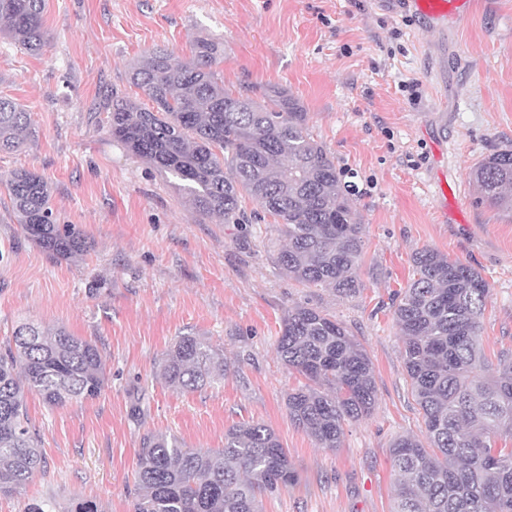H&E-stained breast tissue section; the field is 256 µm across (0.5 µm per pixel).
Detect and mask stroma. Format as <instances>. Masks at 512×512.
Returning <instances> with one entry per match:
<instances>
[{
    "label": "stroma",
    "instance_id": "stroma-1",
    "mask_svg": "<svg viewBox=\"0 0 512 512\" xmlns=\"http://www.w3.org/2000/svg\"><path fill=\"white\" fill-rule=\"evenodd\" d=\"M43 17L40 53L0 38V96L24 105L36 131L0 154V175H42L56 223L76 225L86 246L51 259L0 187V350L19 323L62 327L98 346L107 383L97 398L58 408L28 395L46 466L0 496V512L35 501L69 512L81 499L133 512L145 434L220 448L240 422L272 428L300 475L263 497L262 512H390L392 443L424 434L391 308L416 251L436 249L490 283L484 351L494 366L512 357V213L479 202L470 178L493 149L512 147V0H473L465 20L437 33L407 0H45ZM201 37L224 43L225 88L278 84L298 98L314 139L355 185L365 226L358 292L288 278L273 217L211 220L113 142L106 97L149 103L131 65L163 46L190 58ZM297 305L342 322L373 363L374 407L346 424L333 451L285 409L305 379L275 344ZM181 336L223 353V383L184 392L160 378Z\"/></svg>",
    "mask_w": 512,
    "mask_h": 512
}]
</instances>
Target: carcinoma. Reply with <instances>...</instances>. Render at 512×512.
Returning a JSON list of instances; mask_svg holds the SVG:
<instances>
[{
  "mask_svg": "<svg viewBox=\"0 0 512 512\" xmlns=\"http://www.w3.org/2000/svg\"><path fill=\"white\" fill-rule=\"evenodd\" d=\"M44 0H0V36L30 51L45 44ZM224 43L201 38L184 61L157 47L131 67V80L153 102L148 109L117 94L106 102L112 139L172 178L208 217L246 224L248 196L279 221L286 241L276 261L299 282L354 293L364 225L353 208L355 187L308 131L300 101L274 85L252 95L224 88L218 65ZM32 135L29 112L0 98V153ZM478 199L512 213V149L477 163ZM14 216L50 258L84 248L73 224L53 221L51 187L20 169L5 179ZM491 285L475 269L424 248L413 275L392 299V317L424 438L392 444V512H512V361L489 373L481 319ZM0 355V495L20 490L43 468L39 433L28 423L35 393L50 407L93 399L105 387L97 346L62 327L23 323ZM283 365L307 384L288 393V417L318 447H341L346 423L370 414L376 394L372 361L347 327L306 306L285 313L276 343ZM224 355L205 338L180 336L159 373L194 391L224 379ZM299 482L288 450L262 423L224 433V447L188 448L177 437L147 434L138 451L134 512H261V498Z\"/></svg>",
  "mask_w": 512,
  "mask_h": 512,
  "instance_id": "1",
  "label": "carcinoma"
}]
</instances>
